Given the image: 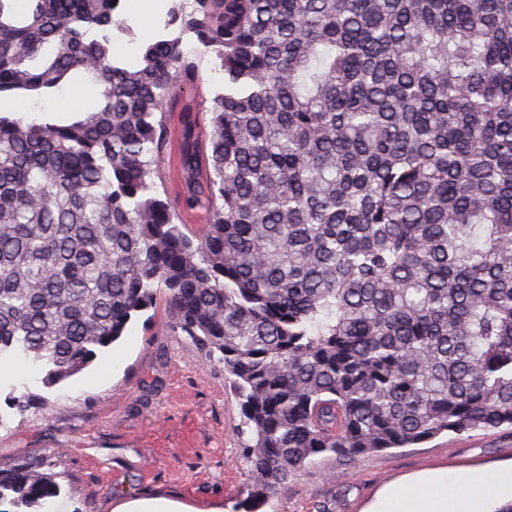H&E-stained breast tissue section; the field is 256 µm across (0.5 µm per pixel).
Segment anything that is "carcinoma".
<instances>
[{
  "instance_id": "1",
  "label": "carcinoma",
  "mask_w": 512,
  "mask_h": 512,
  "mask_svg": "<svg viewBox=\"0 0 512 512\" xmlns=\"http://www.w3.org/2000/svg\"><path fill=\"white\" fill-rule=\"evenodd\" d=\"M0 0V103L69 76L68 124L0 114V362L47 389L162 299L224 364L259 512L332 453L512 427V0H170L134 61L120 0ZM224 74L204 138L157 162L174 85ZM57 456L0 464V512H47ZM158 175L157 182L162 184L166 196L171 203L174 201L178 203V214L183 224H187L192 230H196L201 224H205L206 213L203 210H183L179 208L181 199L182 185L180 180L178 168V144L176 140H171L168 143L165 153L160 157L158 162Z\"/></svg>"
}]
</instances>
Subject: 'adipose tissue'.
Masks as SVG:
<instances>
[{
  "mask_svg": "<svg viewBox=\"0 0 512 512\" xmlns=\"http://www.w3.org/2000/svg\"><path fill=\"white\" fill-rule=\"evenodd\" d=\"M491 499H512V464L404 478L383 487L365 512H485Z\"/></svg>",
  "mask_w": 512,
  "mask_h": 512,
  "instance_id": "adipose-tissue-1",
  "label": "adipose tissue"
}]
</instances>
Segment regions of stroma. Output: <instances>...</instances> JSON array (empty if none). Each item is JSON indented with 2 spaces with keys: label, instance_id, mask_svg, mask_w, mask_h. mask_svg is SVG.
<instances>
[{
  "label": "stroma",
  "instance_id": "1",
  "mask_svg": "<svg viewBox=\"0 0 512 512\" xmlns=\"http://www.w3.org/2000/svg\"><path fill=\"white\" fill-rule=\"evenodd\" d=\"M169 0H121L129 33H114L116 49L134 57L152 42ZM95 105L99 89L86 78L75 83ZM63 93L17 97L0 104L31 116L66 114ZM119 356L117 369L107 368ZM48 397L44 405L18 412L6 399L11 389ZM239 402L224 381V366L168 326L164 304L142 312L111 348L79 374L45 391L32 369L0 376V461L59 451L67 479L60 498L70 512H114L136 498L166 497L199 512H233L249 480L238 427ZM512 461V430L442 434L409 448L357 460L343 480L324 455L289 478L261 512H361L383 485L434 468L492 467Z\"/></svg>",
  "mask_w": 512,
  "mask_h": 512
}]
</instances>
